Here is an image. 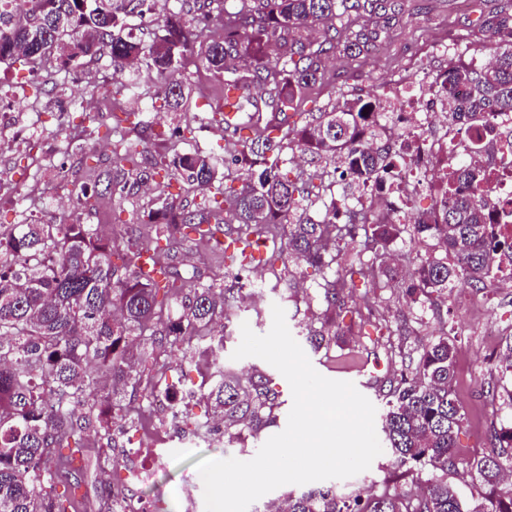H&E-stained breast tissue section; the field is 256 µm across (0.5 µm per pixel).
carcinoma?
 <instances>
[{"label":"carcinoma","instance_id":"1","mask_svg":"<svg viewBox=\"0 0 512 512\" xmlns=\"http://www.w3.org/2000/svg\"><path fill=\"white\" fill-rule=\"evenodd\" d=\"M158 0H0V62L33 73L54 61L68 73L87 58L106 55L112 67L132 78L112 88V127L116 171L93 183L72 181L76 205L91 198L135 195L149 184L154 195L131 221L155 227L153 243L127 240L114 247L100 225L79 219L58 224L0 225V512H67L65 503L85 486L90 466L84 439L88 430L105 428L127 416L139 399L166 388L162 352L176 347L194 364L199 381L191 397L206 402V420L197 432L224 434L232 446L258 437L279 406L271 380L255 370L238 374L224 366V316L231 296L222 286L185 279L173 265L174 246L205 239L202 226L224 227L228 237L254 235L280 241L271 255L246 259L236 250L224 255V267L238 282L294 257L320 269L336 261L340 243L359 240L349 264L323 284L326 317L308 330L316 350L336 344L347 309L343 289L355 280L375 284L388 270L372 251L387 252L407 233L413 241L436 242L453 263L417 255L405 270L410 291L441 296L458 283L485 289L494 285L497 259L512 254V236L490 222L496 212L484 191L486 172L470 158H455L440 185L439 203L415 224H399L379 199L360 195L354 176L338 188L336 170L325 167L291 174L289 152L350 158L351 170L384 180L395 154L409 144L396 143L388 119L364 136L362 97L345 98L331 109L306 113L288 124L297 97L323 76L322 57L342 51L360 56L381 39L367 16L395 12V0H163L157 30L148 42L134 38L130 21L155 10ZM322 27L317 46L301 36ZM483 38L448 59L437 80L448 87V111L464 123H479L485 137L474 152L496 142L493 117L512 113V0L482 19ZM208 70L222 94L206 100L205 119L224 124V109L243 113L224 153L258 176L235 186V170L219 171L217 160L187 141L179 128L158 129L122 109L142 73L165 82L164 106L189 108L177 76L189 68ZM463 86L466 97L455 98ZM243 91L237 101L230 95ZM271 109V118L263 112ZM171 145L158 162L146 148L130 142L137 128ZM316 209L315 220L307 212ZM149 247L163 268L156 280L136 264ZM499 368L512 374V340L498 348ZM151 363L142 384L141 367ZM455 359L448 338L436 337L420 353L415 367L390 381L382 430L403 464L447 472L456 466V439L463 417L455 399ZM490 452L465 465L485 488L483 501L464 506L458 491L440 476L426 492L410 498L396 490L380 496H340L331 487L288 494L282 512H512V487L500 485L512 472V423L494 430ZM62 482L64 493L56 490ZM112 485L98 489V512H121Z\"/></svg>","mask_w":512,"mask_h":512}]
</instances>
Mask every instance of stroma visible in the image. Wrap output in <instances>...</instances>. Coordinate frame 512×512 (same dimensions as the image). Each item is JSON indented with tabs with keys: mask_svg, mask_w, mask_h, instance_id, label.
Wrapping results in <instances>:
<instances>
[{
	"mask_svg": "<svg viewBox=\"0 0 512 512\" xmlns=\"http://www.w3.org/2000/svg\"><path fill=\"white\" fill-rule=\"evenodd\" d=\"M396 20L372 15L373 24L386 27L373 52L366 57L336 54L323 61L324 76L302 97L298 109L312 112L334 105L338 98L391 93L405 80L421 81L442 69L452 53L479 37V17L495 12L500 0H398ZM92 77L74 74L53 80L51 71L41 70L33 78L53 84L51 96L43 98L34 112H17L13 121L28 126L29 137L13 140L0 135V171L8 172L13 191H0V224H47L60 217L91 218L96 224H111L113 209L133 212L146 205L147 195L102 196L93 210L76 207L65 181L57 177L66 169L80 180L93 181L97 172L112 168L111 140L105 136L112 124L109 105L101 102L99 86L112 74L108 57L92 65ZM139 98L134 106L145 121L161 119L165 127L190 126L191 143L223 155L226 134L189 113L162 109L157 80L138 81ZM416 247L409 238L395 241L386 264L391 271L380 287L357 285L352 290L349 310L343 315L344 336L334 350L313 351L307 340L309 329L319 327L326 305L321 284L333 271L317 272L306 263L274 264L262 272L259 294L243 303H230L224 322V364L231 369L257 368L268 375L280 393L277 422L259 435L260 441L282 432L292 408L290 385L272 365L257 357L241 360L232 354L241 341V326L249 324L259 335L272 326L273 305L283 306L287 326L313 367L322 376L353 383L375 408H383L387 381L418 360L423 347L440 332H447L457 361L455 391L463 426L456 452L474 458L490 451L494 428L512 422V375L501 372L491 357L496 343L512 336V288L476 290L460 285L441 296L412 295L403 271ZM176 268L186 275L201 276L234 287L225 274L222 254L209 243H187L177 248ZM289 269L292 290L277 287L282 269ZM388 324L387 335L361 327L364 319ZM170 442L163 453L166 464L153 483L143 487L146 501L158 503L161 512H183L179 488L185 483L201 484L195 465L203 458L250 460V453L225 446L223 440L191 442L187 425L164 417ZM431 471L414 472L399 463L390 449H383L370 469L345 480L335 481L338 494L364 492L377 495L388 488L419 494Z\"/></svg>",
	"mask_w": 512,
	"mask_h": 512,
	"instance_id": "1",
	"label": "stroma"
}]
</instances>
